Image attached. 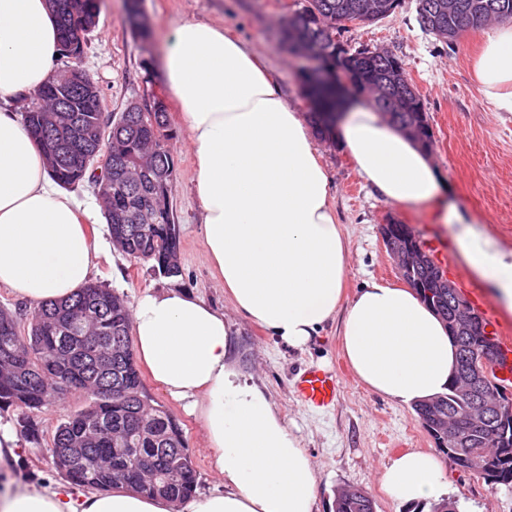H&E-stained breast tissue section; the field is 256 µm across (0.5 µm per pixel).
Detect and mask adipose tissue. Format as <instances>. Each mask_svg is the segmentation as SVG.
<instances>
[{
	"mask_svg": "<svg viewBox=\"0 0 512 512\" xmlns=\"http://www.w3.org/2000/svg\"><path fill=\"white\" fill-rule=\"evenodd\" d=\"M60 47L47 0H0V285L35 305L86 286L101 255L87 212L6 108L47 82ZM162 71L189 133L212 274L233 307L294 347L345 308L342 350L359 384L406 406L445 393L457 348L415 290L372 281L344 301L348 249L326 169L304 113L262 57L222 28L191 21L173 29ZM472 78L483 101L512 112V21L486 34ZM338 132L359 177L381 196L434 205L455 256L499 314L512 316V247L448 206L426 154L365 101L345 108ZM132 332L153 381L197 416L223 493L176 506L124 486L86 493L8 480L0 483V512H316L313 463L233 363L223 311L178 289L146 292L132 308ZM382 488L403 505L449 493L439 457L421 449L392 458Z\"/></svg>",
	"mask_w": 512,
	"mask_h": 512,
	"instance_id": "adipose-tissue-1",
	"label": "adipose tissue"
}]
</instances>
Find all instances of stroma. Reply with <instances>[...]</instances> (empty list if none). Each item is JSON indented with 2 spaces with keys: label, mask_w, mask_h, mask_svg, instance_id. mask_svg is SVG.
<instances>
[{
  "label": "stroma",
  "mask_w": 512,
  "mask_h": 512,
  "mask_svg": "<svg viewBox=\"0 0 512 512\" xmlns=\"http://www.w3.org/2000/svg\"><path fill=\"white\" fill-rule=\"evenodd\" d=\"M299 3L102 0L98 24L85 36L79 64L97 81L105 114L123 111L135 101L145 104L156 97L163 101L174 133L169 142L175 163L171 202L180 227L183 272L178 277L160 276L150 263L133 261L115 249L98 198L92 186L83 182L71 192L87 210L88 225L104 251L92 279L130 301L148 288H177L223 310L232 327L239 366L275 404L316 466L318 512H334L335 493L343 486L367 491L376 512H431L427 506L400 505L382 490V475L394 456L432 448L434 441L416 422L412 408L371 393L354 379L341 353V318L327 322L305 347L288 346L234 310L223 286L211 275L203 246L188 134L161 73L166 39L173 28L186 21L224 26L264 58L289 103L308 113L312 106L304 89L305 62L289 48L282 23ZM137 15L147 19L146 33L137 32L133 24ZM484 34L479 28L465 32L453 43L443 42L419 25L417 0H399L389 16L370 25H346L338 39L351 51L386 48L401 57L427 114L434 140L429 159L444 180L449 202L486 221L492 233L512 246V113L497 112L486 105L471 81V58ZM316 147L328 171L332 203L348 243L347 296H354L370 280L402 285L381 236L382 224L391 218L411 225L426 246L437 248L436 260L459 293L480 313L500 347L512 349V318L499 315L491 299L457 262L450 237L433 210L384 200L364 185L351 157L335 139L317 137ZM308 366L341 370V390L328 410L309 409L294 395L293 379ZM143 386L152 402L162 405L181 425L197 472V493L223 490L224 482L211 466L204 431L188 414L184 402L164 393L151 378H144ZM90 402L89 395L73 392L33 412L41 437L35 443L20 439L21 453L11 479L36 488L65 483V476L52 463L53 434L60 422ZM444 468L452 490L451 502H469L477 512H512V485H488L449 461Z\"/></svg>",
  "instance_id": "1"
}]
</instances>
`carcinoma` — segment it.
<instances>
[{
    "label": "carcinoma",
    "mask_w": 512,
    "mask_h": 512,
    "mask_svg": "<svg viewBox=\"0 0 512 512\" xmlns=\"http://www.w3.org/2000/svg\"><path fill=\"white\" fill-rule=\"evenodd\" d=\"M357 0H302L301 7L285 23L287 31L302 37H321L328 51L329 67H342L360 92L401 59L394 53L376 61L365 55L339 60L336 40L323 28H336ZM459 16L445 20L451 28L466 32L485 26L484 5L493 4L500 21L512 20V0H459ZM57 0L55 16L60 34L78 37L66 7ZM46 88L32 95L24 112V125L37 140L50 164L53 178L63 186L85 180L106 185L99 197L112 244L135 261L152 264L164 277L181 275L180 234L175 224L170 186L175 168L169 146L165 106L159 99L150 105L129 103L101 126V99L76 98L69 125L60 124ZM96 153L100 173L85 166V156ZM446 272L429 259L414 279L429 286L420 292L442 319L448 318V289L437 287ZM486 336L458 337V367L475 354ZM89 392L90 405L60 423L53 435V463L78 486L98 490L128 486L149 497L171 502L193 496L196 470L188 453L181 425L162 406L153 405L143 391L141 373L131 336V313L126 299L91 282L73 296L49 301L28 317L27 333H20L17 314L0 309V409L15 406L33 411L54 399V394ZM487 395L498 403L489 429L474 434L464 431L450 443L440 431V419L459 418L478 411L485 398L469 403L456 400L454 388L414 407L417 420L433 437L436 447L464 472L491 485L512 484V440L495 438L492 429L510 425L512 401L499 384L491 381ZM335 512H375L371 496L361 488L336 493Z\"/></svg>",
    "instance_id": "carcinoma-1"
}]
</instances>
